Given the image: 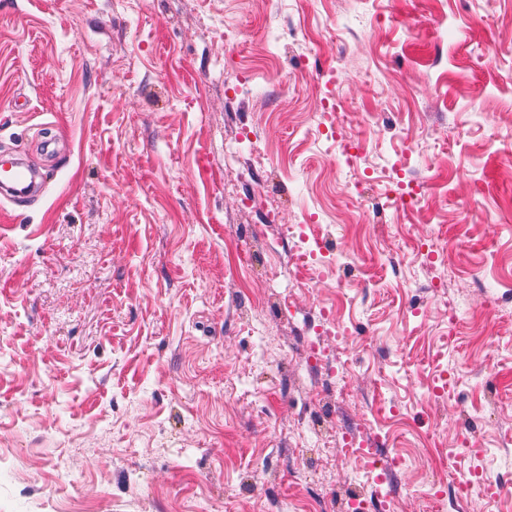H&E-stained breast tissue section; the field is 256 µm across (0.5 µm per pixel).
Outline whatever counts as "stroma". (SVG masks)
<instances>
[{"instance_id":"stroma-1","label":"stroma","mask_w":512,"mask_h":512,"mask_svg":"<svg viewBox=\"0 0 512 512\" xmlns=\"http://www.w3.org/2000/svg\"><path fill=\"white\" fill-rule=\"evenodd\" d=\"M334 125L367 143L352 164ZM243 128L251 177L224 166ZM511 141L512 0H0V154L42 182L0 212V512H344L356 487L385 512L303 429L327 401L401 455L398 512H440L422 491L468 416L466 466L512 491V313L486 311L512 291ZM399 148L410 214L372 206ZM303 211L345 264L298 288ZM324 308L341 392L308 369ZM444 370L466 407L434 397ZM320 336H336L337 340L343 343L348 340L347 330L345 327H336L335 323L329 320L328 314L323 313L318 323L316 324V322H314L310 326L308 334V341L314 358V363L311 366L317 367L321 364L331 363L336 377H340V380L343 381V378L346 377L344 375V370H346L344 362L336 360V364L334 363L333 365V360L330 358L329 354L320 346Z\"/></svg>"}]
</instances>
